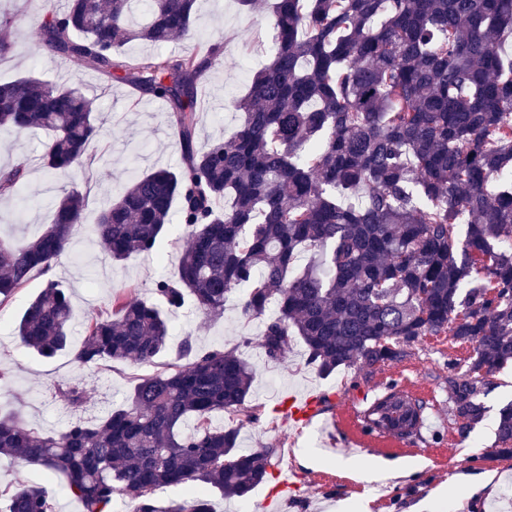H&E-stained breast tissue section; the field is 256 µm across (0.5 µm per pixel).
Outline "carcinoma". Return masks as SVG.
<instances>
[{
    "instance_id": "cac0c4a2",
    "label": "carcinoma",
    "mask_w": 512,
    "mask_h": 512,
    "mask_svg": "<svg viewBox=\"0 0 512 512\" xmlns=\"http://www.w3.org/2000/svg\"><path fill=\"white\" fill-rule=\"evenodd\" d=\"M133 2L66 0L45 13L40 38L168 103L182 145L179 170L130 176L101 210V251L113 262L153 254L175 213L188 245L154 297L123 287L87 320L76 362L154 365L186 299L209 319L240 290L242 313L263 323L266 357L281 360L299 340L322 375L388 367L422 336L472 345L465 368L448 373L453 422L466 436L487 412L489 376L512 363V58L495 45L512 32V0H275L271 60L228 102L244 120L204 148L197 86L224 43L127 56L134 41L195 37L198 11L197 0H145L137 26ZM29 129L49 134L42 163L56 177L81 161L102 122L77 84L0 83V131ZM2 198L21 213L31 205L23 163L0 169ZM84 207L83 194L67 191L40 235L0 237V304L69 252ZM305 252L310 261L297 265ZM70 322L66 289L49 279L16 335L51 358L68 347ZM253 378L236 351L198 352L187 335L175 360L94 424L44 432L0 412V455L63 477L83 512H112L118 497L129 512H213L210 493L243 498L277 466L274 448L238 447L240 429L257 420ZM58 390L73 407L90 394L82 381ZM424 410L393 390L364 419L411 438ZM224 412L235 421L212 426ZM494 455L512 459V403L499 410ZM170 486L191 499L160 502L157 490ZM0 512L55 510L46 489L22 487Z\"/></svg>"
}]
</instances>
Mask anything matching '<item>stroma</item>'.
Returning <instances> with one entry per match:
<instances>
[{
    "mask_svg": "<svg viewBox=\"0 0 512 512\" xmlns=\"http://www.w3.org/2000/svg\"><path fill=\"white\" fill-rule=\"evenodd\" d=\"M29 0H0V10L19 15L8 30L11 48L0 59V80L31 74L51 83L80 82L104 119L103 131L91 152L93 163L73 169L69 177H51L40 163L46 135L34 130L21 137L0 131V166L24 162L33 203L15 218L14 207L0 203V233L33 237L49 224L48 203L63 192L80 190L86 201L82 224L76 225L70 254L56 263L54 276L68 288L72 303L73 333L69 348L46 359L33 354L15 336L14 330L26 304L44 287L48 278L33 275L16 296L0 304V369L7 379L0 383V402L12 403L30 427L59 431L70 422L90 421L121 404L137 378L153 374L150 366L123 362H100L93 368L78 367L74 355L83 338L86 319L104 308L114 291L137 286L150 297L157 276L174 270L187 246L180 224H171L160 239L154 257L134 255L110 262L90 245L96 217L110 196L132 172L174 168L181 162L177 135L166 122L165 104L130 86L109 80L76 58H66L42 49L36 28L26 24ZM197 34L202 39L224 37L227 50L208 72L199 88L196 141L206 145L231 136L241 115L227 108L232 96L244 92L249 76L269 61L271 19L267 14H247L236 0H200ZM169 354H176L185 334H193L199 349H237L255 368L249 404L259 420L240 431L243 448L276 449L281 466L291 467L301 478L286 512H512V459L489 456L495 440L500 409L512 402V367L491 379L484 396V420L467 435L456 433L448 393V365L470 356L469 346H451L447 336H424L406 357L389 370L339 368L330 376L319 375L307 361L303 344H294L281 362L269 361L260 346L262 323L243 317L239 296H232L224 314L205 319L193 304L171 318ZM410 382L411 392L426 390V412L432 423L412 443L392 447L361 448L349 430H335L332 423L346 409L363 408L365 401L382 394L392 375ZM84 379L94 382L96 392L82 407L71 408L57 390L59 383ZM291 393L322 397L320 415L309 425L291 428L274 412ZM343 456L375 459L390 467L424 460V467L409 479H385L359 484L339 476L331 460ZM18 485L48 487L55 512H81L61 482H48L43 469L19 459L0 458V491Z\"/></svg>",
    "mask_w": 512,
    "mask_h": 512,
    "instance_id": "1",
    "label": "stroma"
}]
</instances>
